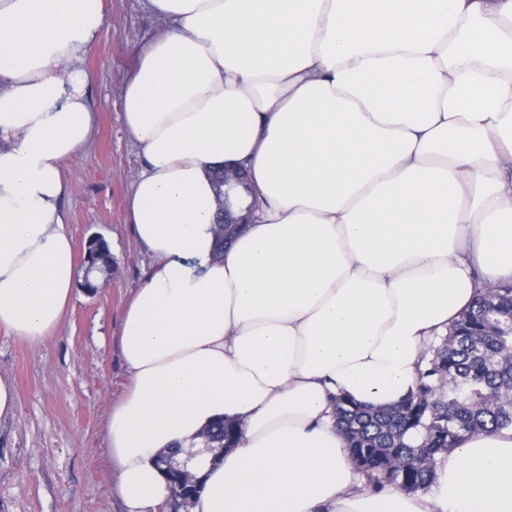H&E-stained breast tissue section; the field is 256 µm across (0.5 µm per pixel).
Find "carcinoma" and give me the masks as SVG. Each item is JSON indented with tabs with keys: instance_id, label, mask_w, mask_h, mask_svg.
I'll list each match as a JSON object with an SVG mask.
<instances>
[{
	"instance_id": "carcinoma-1",
	"label": "carcinoma",
	"mask_w": 512,
	"mask_h": 512,
	"mask_svg": "<svg viewBox=\"0 0 512 512\" xmlns=\"http://www.w3.org/2000/svg\"><path fill=\"white\" fill-rule=\"evenodd\" d=\"M241 165L215 173L219 217L215 228L218 252L224 232L238 229L234 204L248 201V214L259 201ZM98 275L85 288L96 292L112 276V252L106 241H92ZM419 372L416 391L394 408H365L336 399V418L347 439L352 461L367 478V487L394 485L408 493L430 487L437 457L450 452L466 435L512 429V283L494 288L474 284L470 307L448 327V335L432 346ZM233 427L222 421L202 433L205 448H227Z\"/></svg>"
}]
</instances>
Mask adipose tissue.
<instances>
[{
    "label": "adipose tissue",
    "mask_w": 512,
    "mask_h": 512,
    "mask_svg": "<svg viewBox=\"0 0 512 512\" xmlns=\"http://www.w3.org/2000/svg\"><path fill=\"white\" fill-rule=\"evenodd\" d=\"M144 5L164 28L120 109L152 262L106 423L126 512L170 500L175 446L190 512H512V430L466 437L427 491H374L332 414L399 405L474 282L512 281V0ZM105 21L104 0H0V330L32 345L76 287L60 200ZM240 164L261 205L220 253L213 174ZM202 444L205 448H228L235 438L230 424L217 422L202 433Z\"/></svg>",
    "instance_id": "ef3b65f1"
}]
</instances>
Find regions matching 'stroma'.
Instances as JSON below:
<instances>
[{"label": "stroma", "mask_w": 512, "mask_h": 512, "mask_svg": "<svg viewBox=\"0 0 512 512\" xmlns=\"http://www.w3.org/2000/svg\"><path fill=\"white\" fill-rule=\"evenodd\" d=\"M106 23L84 68L95 122L86 152L66 167L62 200L75 250L94 235L112 246V285L76 289L59 329L41 345L0 331V379L15 411L0 418V512H125L110 476L106 418L129 384L119 336L149 266L126 198L141 165L120 112L140 49L161 30L142 0H104Z\"/></svg>", "instance_id": "stroma-1"}]
</instances>
